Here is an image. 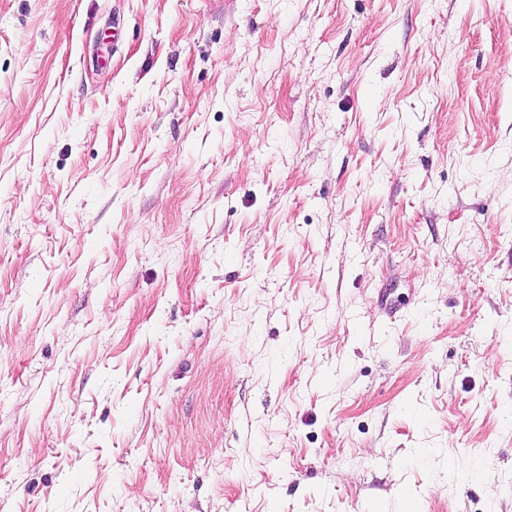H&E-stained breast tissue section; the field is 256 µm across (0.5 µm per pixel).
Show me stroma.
I'll return each mask as SVG.
<instances>
[{
    "mask_svg": "<svg viewBox=\"0 0 512 512\" xmlns=\"http://www.w3.org/2000/svg\"><path fill=\"white\" fill-rule=\"evenodd\" d=\"M0 512H512V0H0Z\"/></svg>",
    "mask_w": 512,
    "mask_h": 512,
    "instance_id": "obj_1",
    "label": "stroma"
}]
</instances>
